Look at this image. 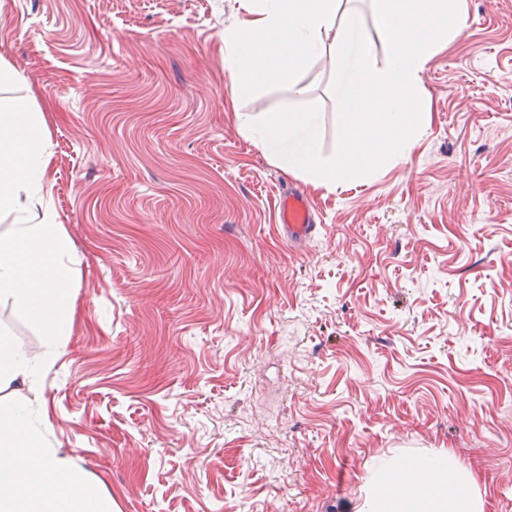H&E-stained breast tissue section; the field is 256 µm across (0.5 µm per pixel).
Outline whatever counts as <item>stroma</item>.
Masks as SVG:
<instances>
[{
  "label": "stroma",
  "mask_w": 512,
  "mask_h": 512,
  "mask_svg": "<svg viewBox=\"0 0 512 512\" xmlns=\"http://www.w3.org/2000/svg\"><path fill=\"white\" fill-rule=\"evenodd\" d=\"M250 0H0V98L41 113L74 323L39 398L112 512H358L382 462L452 456L512 512V0H463L420 75L431 123L374 175L313 187L237 115L224 29ZM318 213L300 245L277 201ZM0 337L40 328L0 302ZM278 220L283 235L291 242L305 241L316 228L311 204L303 193L293 188L280 196Z\"/></svg>",
  "instance_id": "obj_1"
}]
</instances>
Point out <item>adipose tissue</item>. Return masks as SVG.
<instances>
[{"label":"adipose tissue","mask_w":512,"mask_h":512,"mask_svg":"<svg viewBox=\"0 0 512 512\" xmlns=\"http://www.w3.org/2000/svg\"><path fill=\"white\" fill-rule=\"evenodd\" d=\"M41 113L0 109V300L43 331L32 354L0 340V390L28 397L0 400V512H112V498L74 460L49 445L40 392L73 326L65 257L71 241L51 204ZM468 476L449 456L422 460L407 480L381 474L360 512H479Z\"/></svg>","instance_id":"1"}]
</instances>
